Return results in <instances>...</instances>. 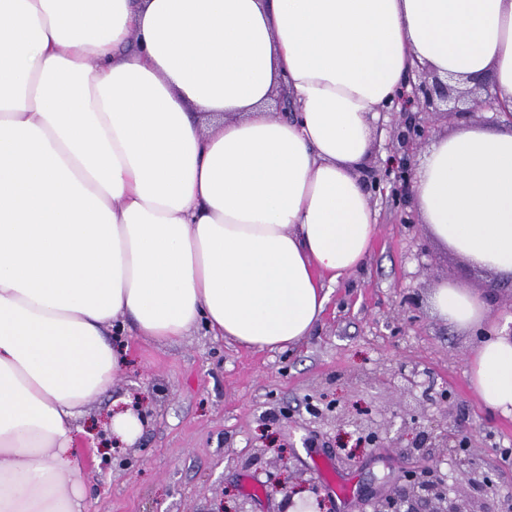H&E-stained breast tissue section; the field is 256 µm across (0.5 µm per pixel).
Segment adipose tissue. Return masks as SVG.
Listing matches in <instances>:
<instances>
[{
  "label": "adipose tissue",
  "mask_w": 512,
  "mask_h": 512,
  "mask_svg": "<svg viewBox=\"0 0 512 512\" xmlns=\"http://www.w3.org/2000/svg\"><path fill=\"white\" fill-rule=\"evenodd\" d=\"M421 66L492 73L512 109V0H0V512H85L76 422L124 372L114 321L311 335L370 253L373 122ZM412 191L435 239L512 280V130L435 139ZM431 302L479 331L471 384L512 416V331L470 289Z\"/></svg>",
  "instance_id": "adipose-tissue-1"
}]
</instances>
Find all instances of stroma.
Wrapping results in <instances>:
<instances>
[{
	"instance_id": "stroma-1",
	"label": "stroma",
	"mask_w": 512,
	"mask_h": 512,
	"mask_svg": "<svg viewBox=\"0 0 512 512\" xmlns=\"http://www.w3.org/2000/svg\"><path fill=\"white\" fill-rule=\"evenodd\" d=\"M502 114L471 102L439 115L435 136L501 124ZM377 230L366 264L329 290L304 343L252 350L192 332L176 344L122 337L124 374L91 401L80 438L98 451L97 465L75 454L87 489V512H286L304 491L317 512H370L377 493L410 472L387 444L398 428L427 436L452 494L474 498L479 512H512V418L484 407L469 383L474 335L448 326L430 298L451 281L483 295L497 320L512 315V283L473 267L439 243L408 205L412 225L388 200H372ZM419 386L407 388L405 375ZM141 408L147 422L135 445H116L107 416L114 400ZM447 433L448 445L429 437ZM464 454L490 483L460 480ZM328 458L351 482L339 498L315 468Z\"/></svg>"
}]
</instances>
